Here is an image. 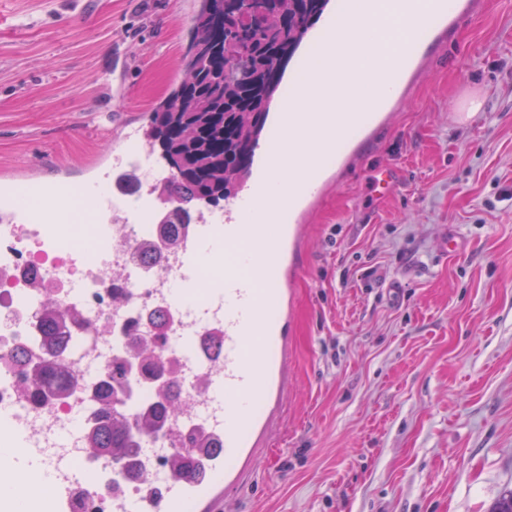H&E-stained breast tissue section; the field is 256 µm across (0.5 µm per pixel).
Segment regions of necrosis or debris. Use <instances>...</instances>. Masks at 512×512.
<instances>
[{
    "instance_id": "1",
    "label": "necrosis or debris",
    "mask_w": 512,
    "mask_h": 512,
    "mask_svg": "<svg viewBox=\"0 0 512 512\" xmlns=\"http://www.w3.org/2000/svg\"><path fill=\"white\" fill-rule=\"evenodd\" d=\"M55 231V238L49 240L43 237L37 224L0 226V353L17 346L35 355L44 351V338L34 315L41 308L44 289L48 288L66 305L80 309L89 326L97 330L91 336L86 329H72V344L62 353L79 380L92 381L111 368L125 343L112 309L114 267L124 270L121 284L129 299L125 319L136 322L139 333L145 336L153 333L147 315L156 304L159 288L145 276V264L135 242L114 247L111 231L84 223L78 212L74 213L72 223L56 225ZM98 235L105 240L102 255L76 262L74 253ZM16 382V373L0 365V409L13 416L10 429H0V439L8 438L14 447L26 450L76 449L80 467L99 476L81 512H115L117 496L140 495L141 482L116 470L112 458L90 457L85 453L84 436L96 407L82 390L36 405L18 394Z\"/></svg>"
}]
</instances>
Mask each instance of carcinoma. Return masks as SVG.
<instances>
[{"instance_id": "cac0c4a2", "label": "carcinoma", "mask_w": 512, "mask_h": 512, "mask_svg": "<svg viewBox=\"0 0 512 512\" xmlns=\"http://www.w3.org/2000/svg\"><path fill=\"white\" fill-rule=\"evenodd\" d=\"M329 3L269 0L260 14H226L219 25L215 18L224 0H200L182 78L152 107L144 133L168 167L166 178L150 190L166 249L175 248L192 225L235 196L252 176L255 150L267 131L284 68ZM81 322L77 309L45 294L39 328L50 341L65 343L66 329ZM132 360L153 391L144 409L111 402L117 387L129 383ZM74 387L70 371L55 361L40 370L26 369L20 392L39 404L51 395H68ZM176 387L174 366L157 355L152 340L131 339L125 356L91 384L97 411L86 447L114 460L136 457L139 438L156 435L181 410ZM204 447L201 436L182 437L166 466L184 473Z\"/></svg>"}]
</instances>
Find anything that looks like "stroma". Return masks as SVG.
<instances>
[{"label":"stroma","mask_w":512,"mask_h":512,"mask_svg":"<svg viewBox=\"0 0 512 512\" xmlns=\"http://www.w3.org/2000/svg\"><path fill=\"white\" fill-rule=\"evenodd\" d=\"M483 3L424 48L412 93L307 215L292 386L209 512H490L512 489V0ZM198 9L0 0V182L92 185L180 81ZM383 165L401 179L379 201Z\"/></svg>","instance_id":"stroma-1"}]
</instances>
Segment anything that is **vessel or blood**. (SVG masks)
Listing matches in <instances>:
<instances>
[{
	"mask_svg": "<svg viewBox=\"0 0 512 512\" xmlns=\"http://www.w3.org/2000/svg\"><path fill=\"white\" fill-rule=\"evenodd\" d=\"M363 10L373 17L391 12L399 18L422 23L435 22L451 30L478 12L479 0H361ZM423 64L416 45H407L396 68H375L376 86L382 94L369 104L366 115L350 118L351 133L385 119L386 109L397 106L404 93L394 90L395 77L418 71ZM263 160L247 193L223 212L211 214L207 222L193 225L180 240L173 259L163 262L159 277L167 283L191 288L195 266L214 258L216 243L237 247L248 256L258 255L255 266L238 261L225 263L224 279L201 301L189 304L191 318L205 321L207 330L220 333L219 354L197 353L198 373L205 381V399L200 412L214 446L203 454L193 476L182 478L169 472L147 471L148 481L162 479L163 499L147 494L121 504L122 512H176L185 502L213 504L239 482L253 465L258 449L276 426L290 387V332L296 312L294 283L299 275L296 262L304 246L305 225L301 218L327 192L322 176L294 183L285 201L277 205V223L244 224V212L252 208L266 189V163L278 155L262 145ZM18 185L0 186V222L20 224L27 218L18 205ZM95 210L103 223L112 227L114 245L131 241L134 224L119 217L109 194L95 199ZM46 471L58 472L66 481L56 494L57 512H76L79 498L89 491L85 473L75 467L70 453L40 452Z\"/></svg>",
	"mask_w": 512,
	"mask_h": 512,
	"instance_id": "vessel-or-blood-1",
	"label": "vessel or blood"
}]
</instances>
